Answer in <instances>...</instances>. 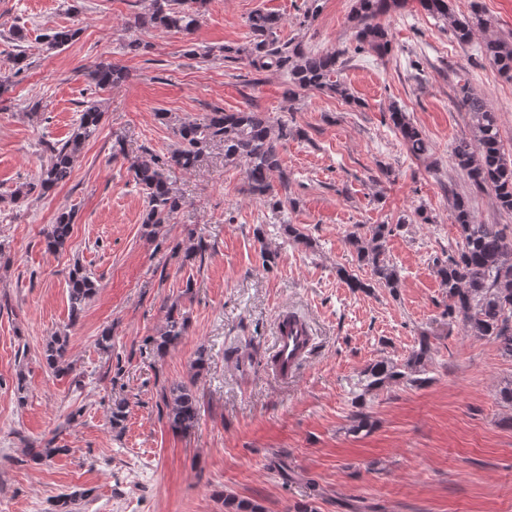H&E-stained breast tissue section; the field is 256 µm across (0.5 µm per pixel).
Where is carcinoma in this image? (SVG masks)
<instances>
[{
    "label": "carcinoma",
    "mask_w": 512,
    "mask_h": 512,
    "mask_svg": "<svg viewBox=\"0 0 512 512\" xmlns=\"http://www.w3.org/2000/svg\"><path fill=\"white\" fill-rule=\"evenodd\" d=\"M142 10L134 13L131 26L136 29H160L188 37L196 30L206 0H141ZM401 4V0H353L350 20L355 30L357 50L372 51L384 56L391 50V33L378 18ZM421 9L432 16L450 22L456 40L469 43L478 32H486L491 21L475 9L469 17L457 18L451 14L448 0H418ZM282 18L271 11L256 10L248 18L250 48L249 66L257 71L276 70L287 74L291 95L305 90L326 89L342 99L350 98L341 79V53L311 51L300 43L280 42L277 31ZM79 30L61 28L45 35L47 49L57 50L78 36ZM482 53L485 59L503 76L512 79V43L500 38H486ZM99 89L118 85L126 74L120 67L99 63L86 72ZM459 105L470 114L473 138L452 146L457 165L466 172L478 190L491 189L497 206L512 212V159L505 155L498 113L467 85L457 89ZM102 115L101 104L89 100L80 111L70 137L60 143L49 142V155L37 183L19 187L12 201H25L34 192L44 195L66 183L72 174L73 161L83 144L98 129ZM389 121L400 135L407 151L416 159H425L431 152L429 141L411 121L407 113L396 105L389 108ZM177 147L170 152L168 163L190 170L198 164L205 149L213 142L224 143V161L245 165L247 191L254 198L267 202L272 210L283 205L274 192L273 181L288 189V174L283 168L279 142L288 139L292 130L288 123L276 120L267 112L250 107L227 112L220 107L211 110L203 122L182 121L175 127ZM135 184L145 195L142 224L155 227L170 223L184 205L168 182L157 159L145 156L129 160ZM451 208L460 230V241L448 244L445 258L435 262L441 287L448 289L446 315L462 322L465 334L495 341L502 354L512 358V239L506 228L497 224L476 221L471 199L451 192ZM73 213L58 212L54 223L44 230L46 247L63 248L68 242ZM399 228L397 224H372L364 235L354 233L349 243L360 264L371 267L374 282L391 291L400 285V273L387 256L386 239ZM68 304L71 321H77L97 292L93 274L76 263L68 274ZM188 317L172 304L165 327L156 336L145 339V345L159 356L175 348L185 336ZM68 337L56 334L46 342L44 359L56 375L70 370L65 353ZM431 346L423 336L413 346L402 363L380 360L367 365L360 373L352 390V404L358 408L352 416L350 432L360 433L370 427L369 416L360 411L367 397L392 383H405L420 388L429 382L422 376ZM208 362L207 350L201 348L193 362L196 373L187 381L173 382L161 390L160 416L166 418L174 431L187 433L196 427L200 417L199 397L194 391L198 373ZM126 403L112 405L109 422L112 429H124Z\"/></svg>",
    "instance_id": "obj_1"
}]
</instances>
